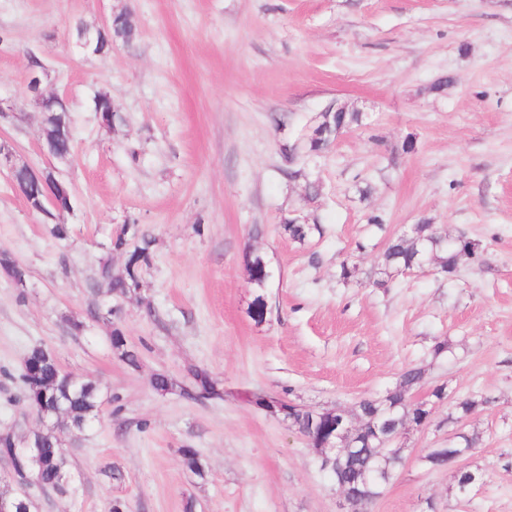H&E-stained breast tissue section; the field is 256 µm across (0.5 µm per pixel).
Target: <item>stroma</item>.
<instances>
[{
	"label": "stroma",
	"instance_id": "1",
	"mask_svg": "<svg viewBox=\"0 0 512 512\" xmlns=\"http://www.w3.org/2000/svg\"><path fill=\"white\" fill-rule=\"evenodd\" d=\"M121 12L133 45L99 55L78 43L77 26ZM35 59L42 92L69 104L76 151L56 170L73 209L59 241L0 172V248L29 271L22 287L0 275V431L44 426L11 379L34 347L101 394L97 421L59 431L68 491L42 496L41 512H110L117 500L124 512H337L317 450L252 396L351 409L409 365L425 372L416 398L440 384L448 397L429 428L398 439L404 463L371 512H512V0H0V97L16 112L0 118V139L42 169ZM443 76L447 89L432 92ZM101 92L119 114L109 126ZM331 107L362 113L361 125L287 160L282 145ZM294 216L321 234L291 240ZM421 222L480 241L481 262L376 287L387 239ZM126 224L153 239L142 293L103 297L115 324L71 335L99 262L125 265L110 239ZM253 251L272 272L263 289L249 278ZM345 261L356 268L346 280ZM116 326L139 368L113 353ZM191 364L223 398L153 390L154 374L184 382ZM474 395L488 403L465 422L479 436L466 463L484 481L464 493L456 466L425 456L448 446L453 401ZM186 448L205 477L185 468Z\"/></svg>",
	"mask_w": 512,
	"mask_h": 512
}]
</instances>
